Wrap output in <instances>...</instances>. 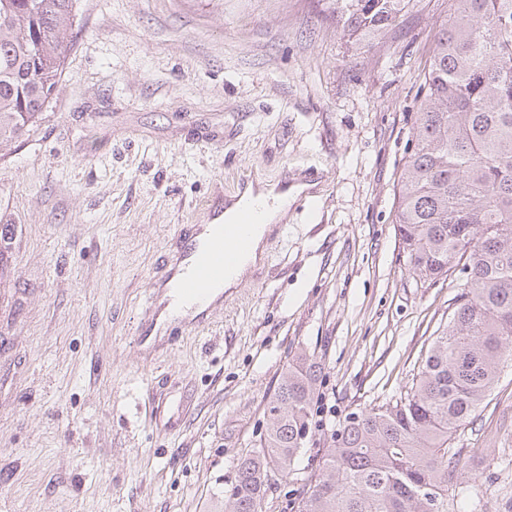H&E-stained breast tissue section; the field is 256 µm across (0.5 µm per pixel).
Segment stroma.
Instances as JSON below:
<instances>
[{"mask_svg": "<svg viewBox=\"0 0 512 512\" xmlns=\"http://www.w3.org/2000/svg\"><path fill=\"white\" fill-rule=\"evenodd\" d=\"M52 99L0 148V512H224L289 360L317 438L411 387L457 277L413 275L395 191L448 0L349 39L326 0H77ZM310 183L198 328L141 327L179 231ZM179 418L147 425L145 392ZM457 512H512V365L457 432Z\"/></svg>", "mask_w": 512, "mask_h": 512, "instance_id": "1", "label": "stroma"}]
</instances>
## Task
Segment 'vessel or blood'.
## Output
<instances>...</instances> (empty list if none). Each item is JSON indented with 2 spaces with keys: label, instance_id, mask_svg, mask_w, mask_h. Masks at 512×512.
<instances>
[{
  "label": "vessel or blood",
  "instance_id": "obj_1",
  "mask_svg": "<svg viewBox=\"0 0 512 512\" xmlns=\"http://www.w3.org/2000/svg\"><path fill=\"white\" fill-rule=\"evenodd\" d=\"M255 222L254 214L249 213L238 223L217 225L202 248L195 240L180 237L174 254L156 274V282L173 286L176 303L210 308L213 294L222 289L225 278L245 252Z\"/></svg>",
  "mask_w": 512,
  "mask_h": 512
}]
</instances>
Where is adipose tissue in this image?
<instances>
[{"label": "adipose tissue", "mask_w": 512, "mask_h": 512, "mask_svg": "<svg viewBox=\"0 0 512 512\" xmlns=\"http://www.w3.org/2000/svg\"><path fill=\"white\" fill-rule=\"evenodd\" d=\"M297 189L275 191L272 188H246L236 201L229 204L222 218L225 223H236L243 212L259 210L260 218L251 234L250 245L237 263L234 273L225 279L228 288L236 287L253 270L264 254V244L274 225L287 222L288 210L297 196Z\"/></svg>", "instance_id": "ef3b65f1"}]
</instances>
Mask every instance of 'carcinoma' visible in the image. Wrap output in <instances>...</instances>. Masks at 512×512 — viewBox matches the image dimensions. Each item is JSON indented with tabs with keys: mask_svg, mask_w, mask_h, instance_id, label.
I'll list each match as a JSON object with an SVG mask.
<instances>
[{
	"mask_svg": "<svg viewBox=\"0 0 512 512\" xmlns=\"http://www.w3.org/2000/svg\"><path fill=\"white\" fill-rule=\"evenodd\" d=\"M343 2L344 27L367 36L392 27L410 0ZM76 0H0V145L49 103L69 51ZM414 146L397 189V231L423 280L461 275L448 326L412 387L349 416L297 512H454L451 446L512 359V0H451L420 86ZM321 367L285 368L266 404L267 432L237 464L225 512H261L274 477L306 448Z\"/></svg>",
	"mask_w": 512,
	"mask_h": 512,
	"instance_id": "cac0c4a2",
	"label": "carcinoma"
}]
</instances>
